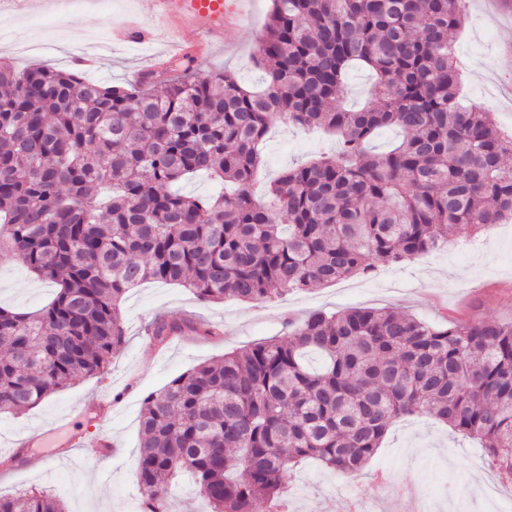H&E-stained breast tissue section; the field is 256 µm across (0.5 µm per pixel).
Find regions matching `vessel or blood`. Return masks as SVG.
<instances>
[{"label":"vessel or blood","instance_id":"1","mask_svg":"<svg viewBox=\"0 0 512 512\" xmlns=\"http://www.w3.org/2000/svg\"><path fill=\"white\" fill-rule=\"evenodd\" d=\"M152 9L174 37L167 56L175 60L195 41L239 27L246 0H152Z\"/></svg>","mask_w":512,"mask_h":512}]
</instances>
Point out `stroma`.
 <instances>
[{
	"mask_svg": "<svg viewBox=\"0 0 512 512\" xmlns=\"http://www.w3.org/2000/svg\"><path fill=\"white\" fill-rule=\"evenodd\" d=\"M475 2L454 42L468 71L460 101L492 112L501 130H512V108L499 96L505 75L495 66L497 53L512 43V14L502 13L498 0ZM271 6V0H251L247 30L201 40L192 52L200 74L228 70L243 84L258 85L262 74L252 58ZM131 13L144 29H160L151 0H53L27 12L0 8V58L20 69L70 70L79 58L90 57L94 63L84 68L86 77L130 85L134 73L146 67L150 51L146 45L113 42V26ZM335 149V137L323 131L276 125L262 145L264 166L253 187L255 197H262L265 184L284 169ZM57 290V284L18 262L0 259V306L30 312L47 304ZM385 307L431 325L472 316L512 322V222L477 232L460 230L440 249L273 301L204 303L187 288L155 281L130 289L122 302L125 341L104 373L70 382L29 411L0 412V456L61 417L69 418L80 435L67 453L50 446L23 449L22 465L0 466V494L46 490L62 500L65 512H140L132 459L145 396L199 364L280 336L286 317ZM158 316L215 324L224 334L213 340L192 335L159 350L144 334ZM98 434L111 436L114 455H102L92 443ZM404 483L421 485L434 501V512H480L470 491L490 485L503 512H512V483L487 464L475 443L454 438L426 416L394 422L359 474L342 475L312 460L294 468L289 477L292 512H342L355 494L374 512H411L407 502L394 498L396 486Z\"/></svg>",
	"mask_w": 512,
	"mask_h": 512,
	"instance_id": "1",
	"label": "stroma"
}]
</instances>
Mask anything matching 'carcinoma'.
<instances>
[{
  "instance_id": "1",
  "label": "carcinoma",
  "mask_w": 512,
  "mask_h": 512,
  "mask_svg": "<svg viewBox=\"0 0 512 512\" xmlns=\"http://www.w3.org/2000/svg\"><path fill=\"white\" fill-rule=\"evenodd\" d=\"M272 2L258 88L228 72L202 77L189 58L140 89L0 65V254L59 285L36 312L0 306V411L33 408L104 370L125 341L121 301L142 282L203 302L273 300L512 219V135L457 101L451 37L466 0ZM355 67L375 84L351 110L339 91ZM282 120L331 131L338 148L284 170L259 203V144ZM385 128L401 139L377 152ZM197 173L231 190H173ZM188 333L221 336L191 319L150 326L161 348ZM420 415L479 440L512 482V322L312 312L284 337L200 364L146 398L134 458L141 512H167L185 473L207 512L259 502L288 512L298 462L358 473L393 422ZM0 512L65 510L30 491L0 495Z\"/></svg>"
}]
</instances>
